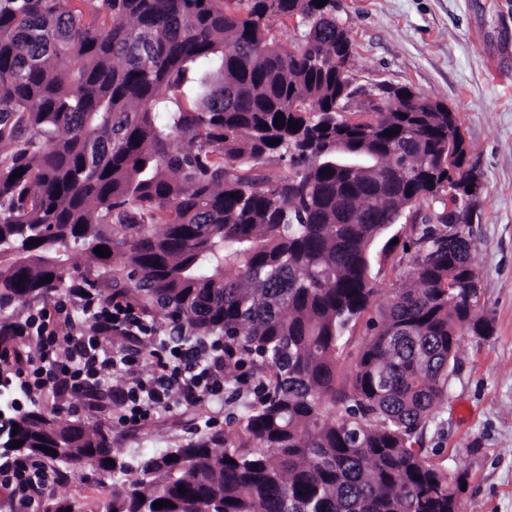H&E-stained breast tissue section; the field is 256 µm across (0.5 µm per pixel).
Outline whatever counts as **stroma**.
Segmentation results:
<instances>
[{
	"mask_svg": "<svg viewBox=\"0 0 512 512\" xmlns=\"http://www.w3.org/2000/svg\"><path fill=\"white\" fill-rule=\"evenodd\" d=\"M338 16L354 40L350 79L361 96L380 85L407 86L458 112L480 186L470 199L479 305L491 322L484 336L463 335L448 390L419 434L423 455L465 475L466 512H512V0H339ZM393 251L375 245L372 275L381 298L403 272L402 242L411 225H392ZM247 396L215 411L173 409L128 431L118 407L83 408L91 424L112 427L114 447L138 456L187 442L206 418L235 441L244 430ZM112 482L86 469L69 472L55 498L80 512H106Z\"/></svg>",
	"mask_w": 512,
	"mask_h": 512,
	"instance_id": "obj_1",
	"label": "stroma"
}]
</instances>
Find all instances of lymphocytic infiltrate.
I'll use <instances>...</instances> for the list:
<instances>
[{
  "instance_id": "obj_1",
  "label": "lymphocytic infiltrate",
  "mask_w": 512,
  "mask_h": 512,
  "mask_svg": "<svg viewBox=\"0 0 512 512\" xmlns=\"http://www.w3.org/2000/svg\"><path fill=\"white\" fill-rule=\"evenodd\" d=\"M28 328L35 352L16 374L21 391H70L90 406L98 390H108L124 403L119 421L131 430L177 404L196 407L229 389L259 391L249 366L225 353L222 339L172 335L120 297L104 302L93 291L70 290L33 311ZM147 362L152 370L145 375ZM230 364L238 369L231 381L225 376ZM59 481V474L33 461L0 462V487L8 490L14 512H38Z\"/></svg>"
}]
</instances>
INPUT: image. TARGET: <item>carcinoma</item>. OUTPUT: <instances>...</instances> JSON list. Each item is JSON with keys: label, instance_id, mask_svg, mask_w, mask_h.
<instances>
[{"label": "carcinoma", "instance_id": "obj_1", "mask_svg": "<svg viewBox=\"0 0 512 512\" xmlns=\"http://www.w3.org/2000/svg\"><path fill=\"white\" fill-rule=\"evenodd\" d=\"M290 4L0 0V389L29 314L75 284L224 337L262 388L255 447L211 432L134 464L109 427L12 406L0 453L111 477L109 512H462L415 448L460 336L490 330L478 300L454 302L479 280L474 240L421 208L467 223L471 193L448 176L450 134L477 176L458 116L397 112L408 87L383 86L387 111L344 118L349 30L308 0L283 44L266 21ZM340 148L377 157L383 180L336 167ZM276 156L289 168L273 177ZM406 205L416 250L377 306L372 249Z\"/></svg>", "mask_w": 512, "mask_h": 512}]
</instances>
